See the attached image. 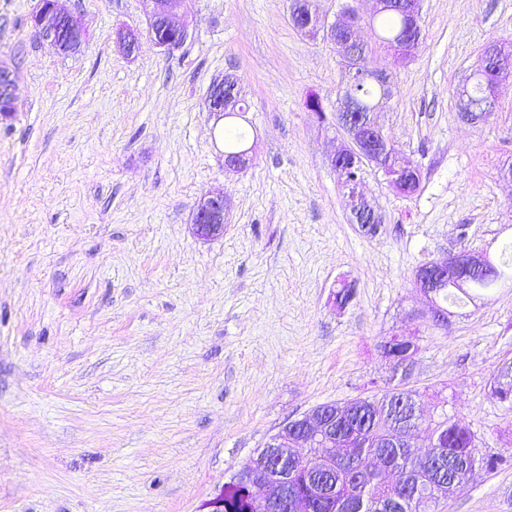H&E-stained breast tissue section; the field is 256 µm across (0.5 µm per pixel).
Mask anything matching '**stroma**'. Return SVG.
I'll use <instances>...</instances> for the list:
<instances>
[{
	"mask_svg": "<svg viewBox=\"0 0 512 512\" xmlns=\"http://www.w3.org/2000/svg\"><path fill=\"white\" fill-rule=\"evenodd\" d=\"M40 6L0 0L16 73L0 120V512H216L288 421L399 386L426 420L447 400L505 459L434 512H512V406L488 393L512 361V287L435 325L414 285L426 262L512 239V78L483 123L457 94L512 39V0H422L416 53L397 66L377 50L394 82L377 118L421 186L400 194L364 166L372 234L331 165L341 58L292 26L290 0H192L171 55L145 36L144 0H66L86 30L66 55L32 28ZM122 26L144 33L134 56ZM227 74L255 144L241 171L206 104ZM216 192L224 232L198 239L195 207ZM393 336L417 346L409 377L381 349Z\"/></svg>",
	"mask_w": 512,
	"mask_h": 512,
	"instance_id": "obj_1",
	"label": "stroma"
}]
</instances>
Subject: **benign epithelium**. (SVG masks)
Wrapping results in <instances>:
<instances>
[{"label": "benign epithelium", "mask_w": 512, "mask_h": 512, "mask_svg": "<svg viewBox=\"0 0 512 512\" xmlns=\"http://www.w3.org/2000/svg\"><path fill=\"white\" fill-rule=\"evenodd\" d=\"M149 6V39L165 53L172 54L180 50L188 36V15L190 7L186 0H145ZM371 8L362 14L359 9L351 7L335 21L330 22L312 9V2L306 0L301 9L293 13V18L302 28L322 36L326 42L336 46V51L345 64L346 86H351L369 77L385 85L391 80L390 73L385 69H364L360 59L363 57L365 42L359 32L362 25L372 21L377 15L393 10L401 13L406 20L407 34L392 49L395 61L402 62L410 58L419 44L421 30V0H368ZM34 27L39 36L57 47L61 44L65 32L76 31L85 34L78 20L66 8L63 0H51L43 6L40 13L35 15ZM116 43L131 55L139 48V33L129 27H120L115 32ZM479 74L482 76L486 96V109L477 114L472 109L467 92L459 97V107L462 120L473 123L489 119L498 106V88L506 77L512 75V59L496 43L488 45L481 58ZM15 77L12 70L0 64V102L14 104L13 88ZM386 97H381L373 112L367 117H353L350 112L357 108L356 103L347 99L340 104V110L345 116L340 122V128L347 137L331 157L334 168L341 169L346 159H359L368 163L375 162L380 155L391 150L389 140L383 133L382 126L375 118ZM208 109L217 118H227L233 113L224 111V81L211 85L207 95ZM253 148L235 156L224 157V166L240 171L252 161ZM416 176L414 168L402 165L394 172L388 173V182L395 189ZM344 188L350 202L351 213L358 222L362 223L373 217L374 210L363 192L360 183H346ZM229 204L224 195L216 193L201 199L196 206L193 230L200 239H210L224 233V218ZM490 262L486 251H460L448 255L443 261H432L419 266L414 274L416 288L427 301H432L436 289L441 287L443 280L449 276H457L461 269L480 271ZM336 417L328 416L321 408H314L301 417L291 420L287 425L271 435L264 446L250 456L237 470L233 477L236 487L249 496V502L256 512H269L271 508L282 507L286 512H310L307 496L288 492L287 469L304 468L312 464L326 469L331 467L336 459V436L333 435ZM417 438L416 427H403L385 433L382 440L390 444H403L414 447ZM304 445L308 448L319 449L320 457L309 458L297 453L295 448ZM440 454V450L431 449L428 454L414 458L410 469L416 480L426 484L438 499L449 498L448 484L430 480V462Z\"/></svg>", "instance_id": "benign-epithelium-1"}]
</instances>
